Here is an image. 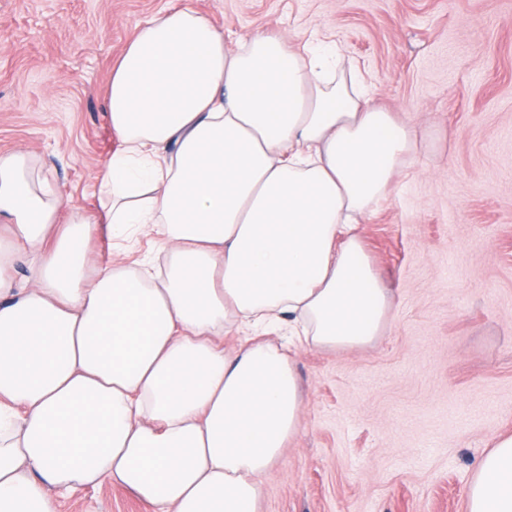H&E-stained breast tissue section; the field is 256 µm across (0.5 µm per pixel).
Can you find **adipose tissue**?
I'll return each instance as SVG.
<instances>
[{"mask_svg":"<svg viewBox=\"0 0 512 512\" xmlns=\"http://www.w3.org/2000/svg\"><path fill=\"white\" fill-rule=\"evenodd\" d=\"M121 143L101 214L67 207L43 163L0 154V512L108 483L148 512H258L304 413L294 355L362 349L392 301L358 224L419 149L322 45L229 46L191 4L148 20L112 68ZM68 221L58 226L61 209ZM107 224L164 245L128 267ZM292 327L288 342L274 335ZM467 512H512V435L480 460Z\"/></svg>","mask_w":512,"mask_h":512,"instance_id":"adipose-tissue-1","label":"adipose tissue"}]
</instances>
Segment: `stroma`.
Instances as JSON below:
<instances>
[{
    "label": "stroma",
    "instance_id": "stroma-1",
    "mask_svg": "<svg viewBox=\"0 0 512 512\" xmlns=\"http://www.w3.org/2000/svg\"><path fill=\"white\" fill-rule=\"evenodd\" d=\"M180 0H0V153L40 156L70 204L100 209L118 149L112 67ZM228 44L257 32L341 50L376 104L423 127L362 220L392 321L364 349H307L297 434L259 512H466L512 433V0H193ZM56 512H145L108 484Z\"/></svg>",
    "mask_w": 512,
    "mask_h": 512
}]
</instances>
